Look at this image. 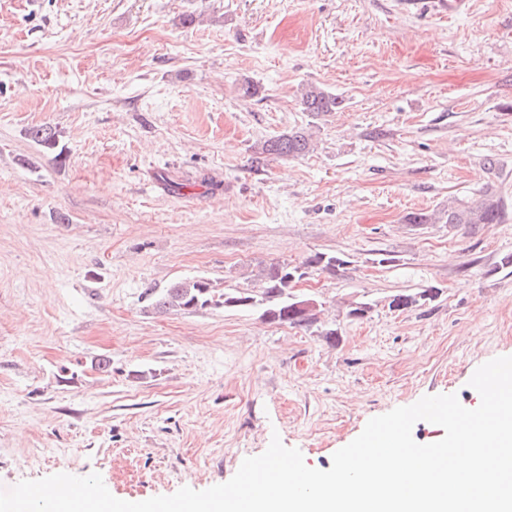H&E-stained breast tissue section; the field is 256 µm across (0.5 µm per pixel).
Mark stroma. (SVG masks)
<instances>
[{"instance_id": "stroma-1", "label": "stroma", "mask_w": 512, "mask_h": 512, "mask_svg": "<svg viewBox=\"0 0 512 512\" xmlns=\"http://www.w3.org/2000/svg\"><path fill=\"white\" fill-rule=\"evenodd\" d=\"M307 84L342 106L304 112ZM294 127L310 153L254 164ZM487 187L501 223L404 221ZM314 253L347 264L294 287L322 306L307 329L144 294L251 292L259 266ZM508 254L512 0H0V489L96 472L121 500L200 491L275 434L327 470L396 407L476 408V368L512 355Z\"/></svg>"}]
</instances>
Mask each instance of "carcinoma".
<instances>
[{
	"mask_svg": "<svg viewBox=\"0 0 512 512\" xmlns=\"http://www.w3.org/2000/svg\"><path fill=\"white\" fill-rule=\"evenodd\" d=\"M303 110L313 116H320L334 112L342 104L335 94L324 90L317 85L304 88L300 97ZM29 137L44 150L54 153V160L62 157L58 151V139L55 132L46 126H35L29 129ZM311 149V134L305 128H296L276 135L264 141L257 150L255 163L267 156L278 158H294L308 153ZM503 218V204L496 192L487 188L477 199L460 203L455 200L448 201V206L431 214L423 212H410L405 217L407 224H498ZM346 265V261L324 253H314L302 262L300 266H289L288 263L271 262L259 267L257 277L262 282V292L255 297L251 294L223 291L219 292L208 279H185L172 283L168 288L158 292L153 288L145 291L151 299V307L158 313L171 310H196L209 306H227L231 301L240 307H258L261 317L272 324H286L292 327L309 328L319 321L316 312H311L305 318L295 311L294 298L291 297L290 288L294 282L289 280L290 275L301 279L306 270L317 268L331 274L336 269ZM437 295L434 289H426L416 293H400L393 296L390 307L404 310L430 300Z\"/></svg>",
	"mask_w": 512,
	"mask_h": 512,
	"instance_id": "1",
	"label": "carcinoma"
}]
</instances>
